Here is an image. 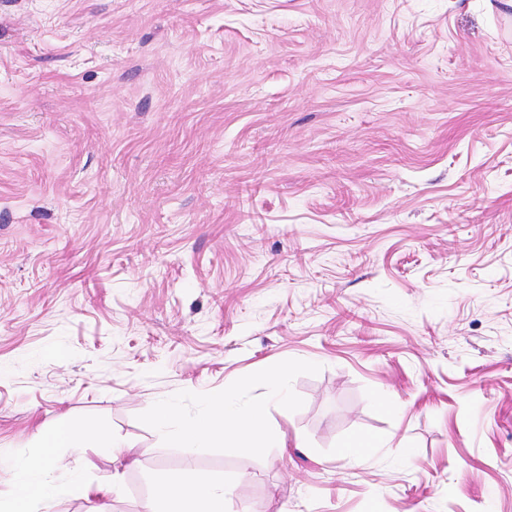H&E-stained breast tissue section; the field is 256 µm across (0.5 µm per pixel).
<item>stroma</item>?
<instances>
[{
    "label": "stroma",
    "mask_w": 512,
    "mask_h": 512,
    "mask_svg": "<svg viewBox=\"0 0 512 512\" xmlns=\"http://www.w3.org/2000/svg\"><path fill=\"white\" fill-rule=\"evenodd\" d=\"M287 359L264 457L138 420ZM66 421L108 512H512V5L0 0V470ZM382 437L361 435L346 441L341 449V455L345 458H357L361 456L367 448H381L385 445Z\"/></svg>",
    "instance_id": "obj_1"
}]
</instances>
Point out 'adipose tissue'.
Returning a JSON list of instances; mask_svg holds the SVG:
<instances>
[{"label": "adipose tissue", "mask_w": 512, "mask_h": 512, "mask_svg": "<svg viewBox=\"0 0 512 512\" xmlns=\"http://www.w3.org/2000/svg\"><path fill=\"white\" fill-rule=\"evenodd\" d=\"M94 435V430L73 423L41 431L38 436L41 453L27 463L33 475L32 480L20 482L0 476V512H40L45 502L59 497L65 489L85 499L94 495L111 496L120 486V474H113L108 483L93 487L84 483L80 472L73 469L69 472V484L64 488L60 487L53 475V467L61 449L80 453L87 440Z\"/></svg>", "instance_id": "ef3b65f1"}]
</instances>
